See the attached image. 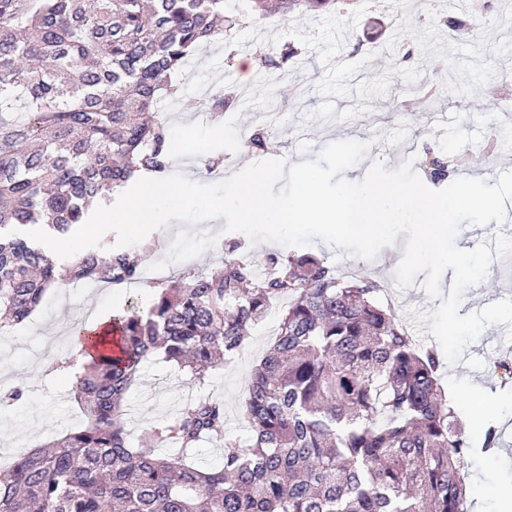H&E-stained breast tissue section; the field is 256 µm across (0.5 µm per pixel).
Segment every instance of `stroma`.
Wrapping results in <instances>:
<instances>
[{"label":"stroma","mask_w":512,"mask_h":512,"mask_svg":"<svg viewBox=\"0 0 512 512\" xmlns=\"http://www.w3.org/2000/svg\"><path fill=\"white\" fill-rule=\"evenodd\" d=\"M479 10L461 9L457 0H404L402 11H379L358 0L355 9H332L281 22L264 20L260 27L242 31L238 56L272 57L268 70L254 69L243 78L237 63L226 60L223 49H203L196 63L181 74L182 101L172 116L171 141L181 151L170 160V172H180L201 183H215L248 163L265 159L262 151L248 152L225 142L227 128H254L267 121L266 96L277 90L281 117L275 131L276 157L288 163L312 160L334 141H372L367 159L347 170V178L362 179L369 163L381 158L387 169L414 157L420 178H427V155L457 162L464 175L496 183L502 171L512 169V119L489 110L490 102L512 104V8L504 0H478ZM454 16L464 29L443 27ZM445 78L444 96L424 100L420 89ZM233 92L240 101L225 111L214 109L217 92ZM448 113V126L436 130L432 113ZM407 123L408 137L391 146L381 137ZM203 141L207 155L225 154L222 169L209 173L188 152L190 139ZM225 219L204 236L201 227L171 222L168 229L149 234L153 265H166L174 273L194 268L208 272L223 266L222 241L229 235ZM405 236L381 250L371 261L337 257L322 242L310 252L325 258L340 275H368L378 282V300L391 307L417 343L431 347L435 339L420 334L414 313L434 310L420 286L398 290L394 272L401 261ZM512 297V256L495 259L486 278L469 288L459 313L467 315L494 301ZM153 300L148 283L113 288L92 283L85 288L65 286L49 290L30 319L9 334L0 335V391L21 386L23 398L0 404V467L13 465L31 449L60 437L80 425L84 413L73 392L72 374L55 371V360L71 354L69 338L88 316H107L130 310L147 311ZM507 328L491 325L466 348L460 363L446 365L441 383L458 415H465L461 399L467 383H480L489 391L490 409L508 414L502 423L498 448L465 458L462 471L469 489V512H495L492 481L512 483V386L501 387L489 363ZM270 336L254 328L244 354L214 371L210 391L224 402V428L246 437L242 397L259 356ZM195 387L178 382L168 364L154 360L144 366L139 381L127 394L126 426L134 445L148 439L153 426L178 405L196 396Z\"/></svg>","instance_id":"35a3bbf8"}]
</instances>
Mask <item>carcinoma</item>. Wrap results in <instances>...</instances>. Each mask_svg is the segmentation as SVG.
<instances>
[{
    "instance_id": "obj_1",
    "label": "carcinoma",
    "mask_w": 512,
    "mask_h": 512,
    "mask_svg": "<svg viewBox=\"0 0 512 512\" xmlns=\"http://www.w3.org/2000/svg\"><path fill=\"white\" fill-rule=\"evenodd\" d=\"M283 19L346 0H251ZM224 0H0V334L26 322L62 281L128 285L141 258L108 240L63 265L22 228L66 235L145 174L168 170L160 102L197 51L233 38ZM24 98L20 120L4 103ZM256 129L243 148L262 151ZM224 242L215 275L155 285L145 314H115L117 340H87L75 398L86 421L0 470V512H466L462 463L474 448L440 385L438 353L419 347L367 276L340 277L312 254L269 255V275ZM278 311L274 340L243 398L245 444L224 437L213 371ZM162 356L199 394L134 447L126 395ZM224 439L222 465L187 452Z\"/></svg>"
}]
</instances>
